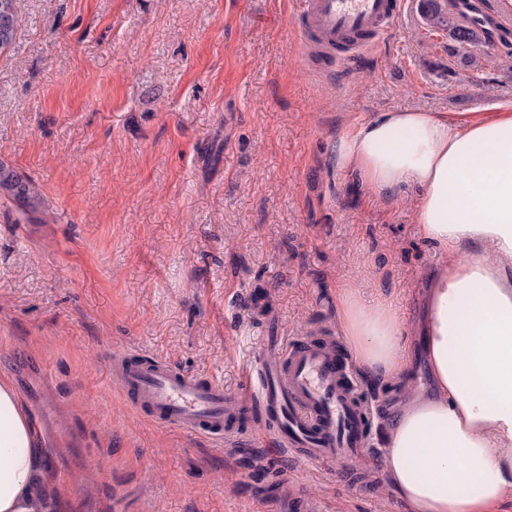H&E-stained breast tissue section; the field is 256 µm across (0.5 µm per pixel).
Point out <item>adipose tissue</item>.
I'll list each match as a JSON object with an SVG mask.
<instances>
[{"label": "adipose tissue", "mask_w": 512, "mask_h": 512, "mask_svg": "<svg viewBox=\"0 0 512 512\" xmlns=\"http://www.w3.org/2000/svg\"><path fill=\"white\" fill-rule=\"evenodd\" d=\"M336 166L376 191L421 190L420 237L442 263L419 327L430 377L409 386V330L389 303L336 295L341 332L371 379L399 378L386 485L409 512H490L512 497V103L479 119L385 112L336 145ZM44 452L13 382L0 376V512H55Z\"/></svg>", "instance_id": "ef3b65f1"}]
</instances>
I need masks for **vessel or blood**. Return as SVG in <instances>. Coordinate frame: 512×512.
I'll list each match as a JSON object with an SVG mask.
<instances>
[{"mask_svg":"<svg viewBox=\"0 0 512 512\" xmlns=\"http://www.w3.org/2000/svg\"><path fill=\"white\" fill-rule=\"evenodd\" d=\"M302 43L326 67L378 51L409 0H290ZM267 354L250 364L236 395L222 383L189 374L155 355L124 352L112 360L127 403L151 422L203 436L216 445L241 417L260 425L293 457L327 463L369 450L371 409L334 337H266Z\"/></svg>","mask_w":512,"mask_h":512,"instance_id":"vessel-or-blood-1","label":"vessel or blood"}]
</instances>
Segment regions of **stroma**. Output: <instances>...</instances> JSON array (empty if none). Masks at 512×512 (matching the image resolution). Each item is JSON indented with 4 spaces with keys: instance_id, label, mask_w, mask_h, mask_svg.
<instances>
[{
    "instance_id": "1",
    "label": "stroma",
    "mask_w": 512,
    "mask_h": 512,
    "mask_svg": "<svg viewBox=\"0 0 512 512\" xmlns=\"http://www.w3.org/2000/svg\"><path fill=\"white\" fill-rule=\"evenodd\" d=\"M0 50V162L43 212L0 198V373L47 451L55 512H408L382 440L401 384L356 370L373 406L360 460L308 463L260 427L226 446L138 416L113 353L162 356L238 392L262 326L339 335L335 299H393L420 323L439 252L420 188L336 168L337 140L383 112L479 117L512 101V57L458 44L418 13L379 53L329 73L288 0H17Z\"/></svg>"
}]
</instances>
